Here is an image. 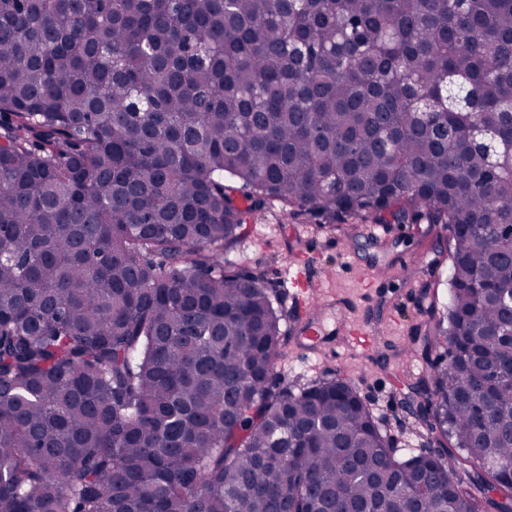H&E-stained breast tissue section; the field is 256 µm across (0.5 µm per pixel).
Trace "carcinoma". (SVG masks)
<instances>
[{"instance_id": "obj_1", "label": "carcinoma", "mask_w": 512, "mask_h": 512, "mask_svg": "<svg viewBox=\"0 0 512 512\" xmlns=\"http://www.w3.org/2000/svg\"><path fill=\"white\" fill-rule=\"evenodd\" d=\"M511 168L512 0H0V512H512ZM275 201L449 229L434 459L276 378Z\"/></svg>"}]
</instances>
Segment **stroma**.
<instances>
[{"label":"stroma","mask_w":512,"mask_h":512,"mask_svg":"<svg viewBox=\"0 0 512 512\" xmlns=\"http://www.w3.org/2000/svg\"><path fill=\"white\" fill-rule=\"evenodd\" d=\"M227 255L245 266L262 265L276 290L288 322L299 312L289 279L296 264L307 263L313 279L330 278L337 302H352L382 330L366 349L336 338L338 357L323 348H306L289 335L275 370L285 382L309 384L340 377L355 387L373 410L383 434L394 438L397 456L436 450L432 436L415 431L413 415L403 403L414 378L425 365L409 348L419 324L426 320L430 301L449 300L448 233L425 224H375L359 215L331 232H317L305 214L276 205L248 215L243 236ZM375 274L377 284L361 293L356 281Z\"/></svg>","instance_id":"35a3bbf8"}]
</instances>
